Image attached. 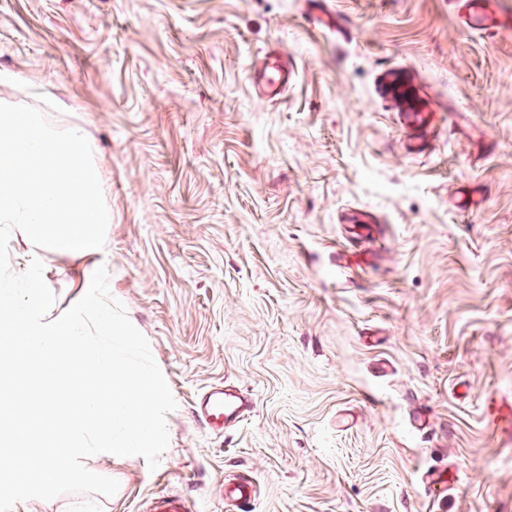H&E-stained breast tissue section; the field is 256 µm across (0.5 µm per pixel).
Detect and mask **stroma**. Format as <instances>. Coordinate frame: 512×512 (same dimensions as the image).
<instances>
[{
	"instance_id": "1",
	"label": "stroma",
	"mask_w": 512,
	"mask_h": 512,
	"mask_svg": "<svg viewBox=\"0 0 512 512\" xmlns=\"http://www.w3.org/2000/svg\"><path fill=\"white\" fill-rule=\"evenodd\" d=\"M512 0H0V103L83 126L105 244L43 256L62 314L106 267L177 403L157 469L28 512H512ZM295 78L251 81L265 52ZM426 112L406 130L402 115ZM251 394L217 432L193 413ZM422 413L425 428L412 426ZM448 484L430 497L428 471ZM252 408L253 402L246 395L225 383L207 387L194 403L198 419L210 429L218 431L242 422ZM229 498L236 504L239 512H246L248 506L254 498V487L250 481L241 480L225 489ZM149 512H191L186 499L178 495H161L150 500Z\"/></svg>"
}]
</instances>
